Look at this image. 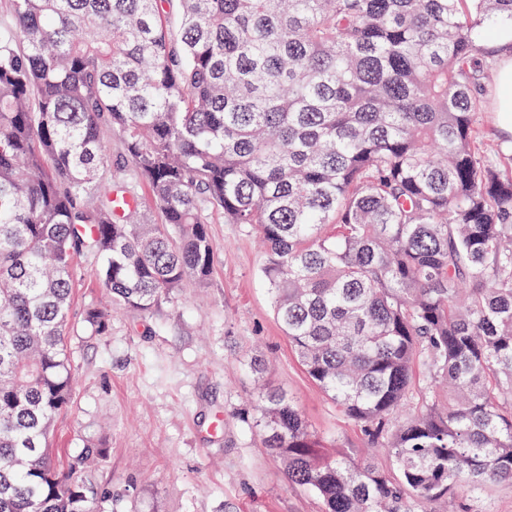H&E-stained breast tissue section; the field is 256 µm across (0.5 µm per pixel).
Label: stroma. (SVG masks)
I'll list each match as a JSON object with an SVG mask.
<instances>
[{
  "mask_svg": "<svg viewBox=\"0 0 512 512\" xmlns=\"http://www.w3.org/2000/svg\"><path fill=\"white\" fill-rule=\"evenodd\" d=\"M215 264L206 287L183 288L153 312L119 311L101 336L83 326L103 301L97 259L77 257L66 338L75 376L51 445L72 480L92 487L98 512H321L243 422L255 398L252 359L288 393L336 452L359 457L357 430L307 378L261 278L256 231L213 213ZM102 454L75 461L87 445Z\"/></svg>",
  "mask_w": 512,
  "mask_h": 512,
  "instance_id": "obj_1",
  "label": "stroma"
}]
</instances>
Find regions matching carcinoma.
<instances>
[{
    "label": "carcinoma",
    "mask_w": 512,
    "mask_h": 512,
    "mask_svg": "<svg viewBox=\"0 0 512 512\" xmlns=\"http://www.w3.org/2000/svg\"><path fill=\"white\" fill-rule=\"evenodd\" d=\"M8 3L0 512H94L49 444L75 258L99 260L105 334L208 284L214 210L256 229L305 374L392 466L327 452L262 388L249 423L290 483L322 512H411L512 482V155L480 126L512 0Z\"/></svg>",
    "instance_id": "obj_1"
}]
</instances>
